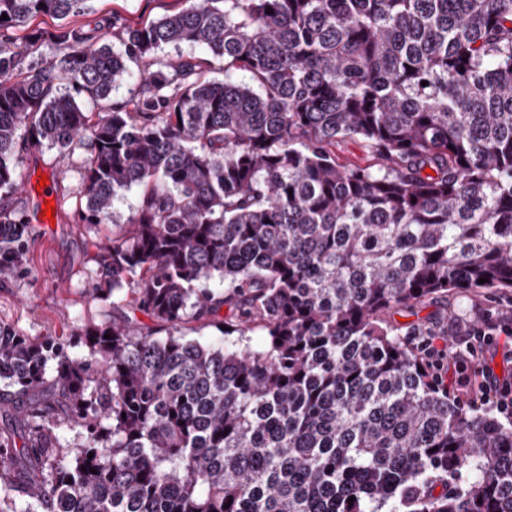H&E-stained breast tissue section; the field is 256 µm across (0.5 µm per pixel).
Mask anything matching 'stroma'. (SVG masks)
<instances>
[{
  "label": "stroma",
  "mask_w": 512,
  "mask_h": 512,
  "mask_svg": "<svg viewBox=\"0 0 512 512\" xmlns=\"http://www.w3.org/2000/svg\"><path fill=\"white\" fill-rule=\"evenodd\" d=\"M184 5V0H96L93 10L72 18L71 23L84 31L93 44H114L125 27L179 11ZM80 162V156L68 158L54 148H18L19 189L6 202L30 217V254L27 272L0 287V325L27 336H51L70 343L83 325L112 318L111 301L100 300L91 293L98 280L94 257L101 248L111 246L113 236L121 233L122 227L75 222L74 214L80 205L75 195ZM43 174L55 195L54 221L50 224L42 223L36 209L41 197L37 184ZM510 312V298L485 291H452L419 305L415 314L395 315L393 321L410 334L421 325L434 326L440 344L449 353L455 346L458 325L477 322L488 313ZM511 355L512 349L500 343L487 349L481 360L463 361L455 373L449 399L472 405L482 371L503 364L505 357Z\"/></svg>",
  "instance_id": "35a3bbf8"
}]
</instances>
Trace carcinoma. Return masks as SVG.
<instances>
[{
	"mask_svg": "<svg viewBox=\"0 0 512 512\" xmlns=\"http://www.w3.org/2000/svg\"><path fill=\"white\" fill-rule=\"evenodd\" d=\"M186 3L93 47L65 23L90 0H0V193L20 137L85 153L83 224L138 189L96 256L128 311L85 358L0 325V512H512V427L391 321L512 294V0ZM29 223L0 205V282ZM336 158L339 163H364L368 158L367 150L358 140H344L336 143Z\"/></svg>",
	"mask_w": 512,
	"mask_h": 512,
	"instance_id": "obj_1",
	"label": "carcinoma"
}]
</instances>
